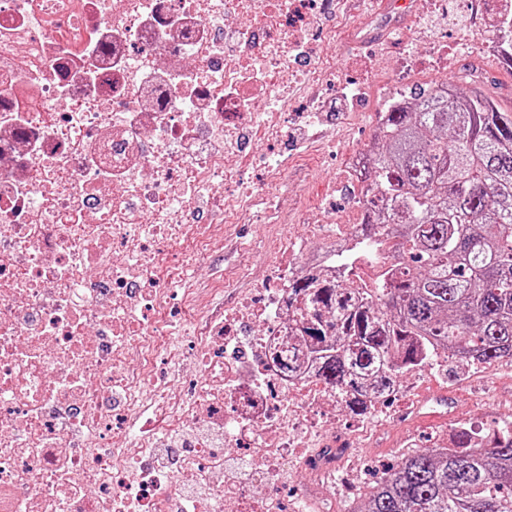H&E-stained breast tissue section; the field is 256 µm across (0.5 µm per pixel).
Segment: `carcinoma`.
I'll use <instances>...</instances> for the list:
<instances>
[{
  "mask_svg": "<svg viewBox=\"0 0 512 512\" xmlns=\"http://www.w3.org/2000/svg\"><path fill=\"white\" fill-rule=\"evenodd\" d=\"M408 98L413 108L392 106L375 137L370 234L341 257L336 282L288 285L301 305L335 311L330 327L302 319L297 337L317 342L318 375L360 416L443 352L467 364L512 358V112L477 89ZM387 237L399 238L389 271L349 298L357 264ZM362 512H512V439L405 454Z\"/></svg>",
  "mask_w": 512,
  "mask_h": 512,
  "instance_id": "1",
  "label": "carcinoma"
}]
</instances>
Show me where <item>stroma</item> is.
I'll use <instances>...</instances> for the list:
<instances>
[{
    "instance_id": "obj_1",
    "label": "stroma",
    "mask_w": 512,
    "mask_h": 512,
    "mask_svg": "<svg viewBox=\"0 0 512 512\" xmlns=\"http://www.w3.org/2000/svg\"><path fill=\"white\" fill-rule=\"evenodd\" d=\"M373 8V0H359L354 6L341 0L335 11L320 12L314 26L322 53L334 61L336 74L345 84V94L336 97L337 111L379 112L414 86L446 81L464 91L481 87L503 110L512 109V66L478 39L481 31L496 25L499 16L512 8V0H480L475 10L469 0H448L447 9L436 11L427 10L418 0L415 14L387 39L354 45L351 38L359 28L382 23L383 14L374 13ZM435 51L447 56L446 68L430 64ZM404 57L413 60L414 73L401 72L398 61ZM332 131L331 125L316 120L305 132L304 146L288 147L293 159L286 174L288 200L303 210L305 221L281 225L280 237L301 233L305 224L314 223L327 194L340 182L348 156L374 136L372 127L362 120L343 137L333 138ZM242 238L254 245V264L266 263L272 239L264 225L247 215L234 225L223 251L208 258L212 275H221L236 262L235 242ZM413 380L407 394L385 403L388 421L370 447L353 449L349 470L324 478L319 496L341 493L346 475L359 492H367L384 466L396 463L406 447L431 449L437 437L463 420L490 428L512 415V359L473 367L453 361L440 367L428 365L414 372Z\"/></svg>"
}]
</instances>
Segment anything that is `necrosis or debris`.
Wrapping results in <instances>:
<instances>
[{
    "instance_id": "4bbe7bcc",
    "label": "necrosis or debris",
    "mask_w": 512,
    "mask_h": 512,
    "mask_svg": "<svg viewBox=\"0 0 512 512\" xmlns=\"http://www.w3.org/2000/svg\"><path fill=\"white\" fill-rule=\"evenodd\" d=\"M333 3L0 0V512H298L289 457L349 454L318 416L335 388L274 359L289 281H335L357 241L360 178L268 264L243 243L204 273L241 214L285 221L241 161L280 180L321 111L285 85L341 90L300 36ZM233 282L255 288L215 316Z\"/></svg>"
}]
</instances>
